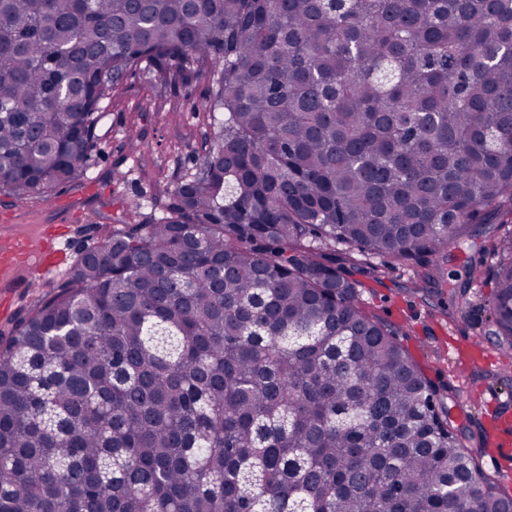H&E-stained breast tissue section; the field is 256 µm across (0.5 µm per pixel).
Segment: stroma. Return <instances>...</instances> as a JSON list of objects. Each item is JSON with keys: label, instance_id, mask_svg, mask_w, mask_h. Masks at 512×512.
<instances>
[{"label": "stroma", "instance_id": "obj_1", "mask_svg": "<svg viewBox=\"0 0 512 512\" xmlns=\"http://www.w3.org/2000/svg\"><path fill=\"white\" fill-rule=\"evenodd\" d=\"M209 75L195 68L183 81L170 84L150 70L128 73L112 96L93 151L90 172L58 188L48 200L18 201L0 194V243L27 236L31 241L47 237L67 242L65 252L52 254L53 270L32 278L27 268H18L0 284V331L14 321L62 280L79 253L96 244L104 224H145L160 213L167 191L195 168L204 135L212 118L206 109ZM140 134L142 148L130 152L129 132ZM504 229L500 224L476 228L469 251L449 248L446 265L448 282L427 293L413 290L417 268H383L378 277L353 271L359 281L357 300L368 314L394 327L425 376L446 395L456 396L454 412L462 435L481 446L480 462L498 488L512 495V462L495 460L493 448L483 440L486 420L491 414L512 421V380L491 379L501 371L503 359L490 322L479 306L490 289L471 274V258L490 265L487 251ZM466 290L471 301L470 319H462L449 287ZM482 341L489 361L462 366L456 347Z\"/></svg>", "mask_w": 512, "mask_h": 512}]
</instances>
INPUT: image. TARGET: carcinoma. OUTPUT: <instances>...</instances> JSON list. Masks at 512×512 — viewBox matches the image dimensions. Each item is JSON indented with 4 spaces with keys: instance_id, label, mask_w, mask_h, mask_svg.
Segmentation results:
<instances>
[{
    "instance_id": "carcinoma-1",
    "label": "carcinoma",
    "mask_w": 512,
    "mask_h": 512,
    "mask_svg": "<svg viewBox=\"0 0 512 512\" xmlns=\"http://www.w3.org/2000/svg\"><path fill=\"white\" fill-rule=\"evenodd\" d=\"M209 66L162 216L0 335V512H512L336 245L512 224V0H0V193L82 177L112 91ZM485 300L512 361V229Z\"/></svg>"
}]
</instances>
